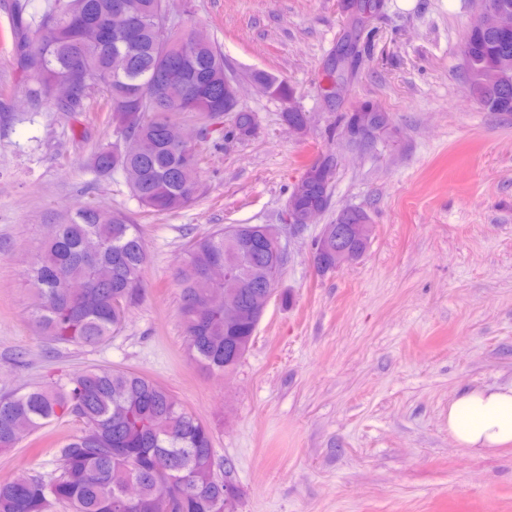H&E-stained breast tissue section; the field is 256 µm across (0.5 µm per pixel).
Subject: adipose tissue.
I'll use <instances>...</instances> for the list:
<instances>
[{
    "label": "adipose tissue",
    "instance_id": "1",
    "mask_svg": "<svg viewBox=\"0 0 512 512\" xmlns=\"http://www.w3.org/2000/svg\"><path fill=\"white\" fill-rule=\"evenodd\" d=\"M448 433L477 453L512 443V384L475 388L451 400Z\"/></svg>",
    "mask_w": 512,
    "mask_h": 512
}]
</instances>
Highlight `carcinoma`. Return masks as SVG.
I'll use <instances>...</instances> for the list:
<instances>
[{"instance_id": "carcinoma-1", "label": "carcinoma", "mask_w": 512, "mask_h": 512, "mask_svg": "<svg viewBox=\"0 0 512 512\" xmlns=\"http://www.w3.org/2000/svg\"><path fill=\"white\" fill-rule=\"evenodd\" d=\"M121 6L129 19L125 32L112 31V10ZM27 0H15L14 34L19 63L33 72L35 99L59 112L83 106L93 91L105 95L112 123L128 147L101 146L90 169L98 177L121 171L133 196L146 211L161 215L191 206L200 191V157L181 145L176 112L224 111V53L208 36L176 29L165 21L166 0H48L37 28L27 18ZM462 53L476 69L506 73L505 89L477 88L479 105L489 112H512V36L508 41L468 27ZM39 61L37 70L31 63ZM60 80L74 83V97L59 102L49 94ZM281 100L293 96L288 83L257 71ZM256 126L251 112L231 113L225 134ZM326 171H306L308 185L297 204L327 207L336 157L324 155ZM267 224H235L194 240L188 260L174 273L180 288V316L188 356L210 373L234 370L249 351L260 319L251 313L264 292L249 286L254 264L270 262L265 250L250 252L249 238L261 239ZM228 261L234 277L226 292L241 310L238 322L206 309V272L216 260ZM147 249L137 225L121 211L78 206L41 243L28 270L35 293L33 317L48 340L58 345L96 348L106 342L138 305L146 288ZM72 281L86 288L72 294ZM73 415L81 431L59 451L56 468L24 482L0 481V512H51L63 503L71 512H236L224 497L231 476L214 471L211 429L185 409L161 384L117 368L92 367L58 383L0 396V448H13L56 418ZM172 485L160 486L159 470ZM136 478L140 497L123 499L127 477Z\"/></svg>"}]
</instances>
